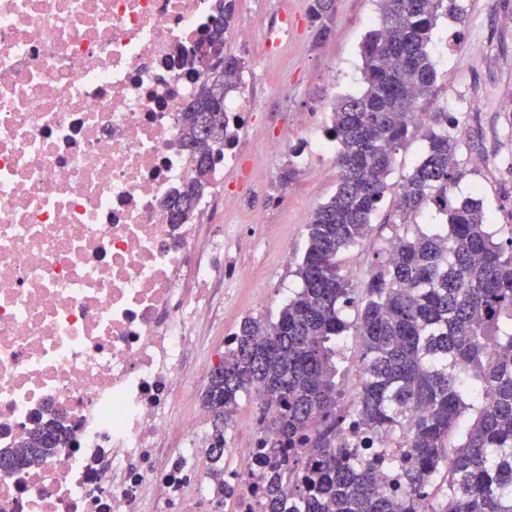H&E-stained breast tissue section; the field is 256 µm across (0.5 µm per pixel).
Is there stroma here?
<instances>
[{
	"label": "stroma",
	"instance_id": "stroma-1",
	"mask_svg": "<svg viewBox=\"0 0 512 512\" xmlns=\"http://www.w3.org/2000/svg\"><path fill=\"white\" fill-rule=\"evenodd\" d=\"M311 0H236L235 17L249 21L257 39L250 50L225 41L224 53L241 58L252 77L258 122L268 135L296 143L301 130L312 139L325 138L331 107L340 95L361 88L360 46L379 18L378 0H330L327 38L316 36L309 18ZM460 19H441L433 31L436 77L419 108L424 112L458 113L464 159L481 157L453 189L464 198L478 193L495 226L512 225V0H458ZM291 31L279 52L266 54L265 37L281 16ZM426 142L409 138L396 153L387 177L390 188L372 218L373 230L359 246L345 252L341 265L353 288L363 290L384 243L398 222L427 228L444 223V216L424 209L400 217L396 190L423 155ZM273 177L262 188L243 187L229 200L240 223L262 211L275 226L276 241L257 243L238 253L250 266V281L238 284L234 303L218 306L215 326L204 348L216 353L224 332L236 331L248 317H276L280 307L300 287L295 269L307 246V226L314 210L335 192L338 170L335 151L292 152L272 159ZM291 172L283 180V172Z\"/></svg>",
	"mask_w": 512,
	"mask_h": 512
}]
</instances>
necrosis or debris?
Returning <instances> with one entry per match:
<instances>
[{"label":"necrosis or debris","mask_w":512,"mask_h":512,"mask_svg":"<svg viewBox=\"0 0 512 512\" xmlns=\"http://www.w3.org/2000/svg\"><path fill=\"white\" fill-rule=\"evenodd\" d=\"M211 0H0V448L20 452L43 413L70 439L0 479V512H268L274 468L296 499L307 449L263 451L270 417L224 420V486L207 476L208 379L197 322L217 280L248 279L224 179L244 172L249 86L224 102L212 189L183 224L167 203L192 178L181 113L204 77L190 63ZM180 437L172 451L169 441Z\"/></svg>","instance_id":"obj_1"}]
</instances>
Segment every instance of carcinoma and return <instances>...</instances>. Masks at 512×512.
<instances>
[{"instance_id": "1", "label": "carcinoma", "mask_w": 512, "mask_h": 512, "mask_svg": "<svg viewBox=\"0 0 512 512\" xmlns=\"http://www.w3.org/2000/svg\"><path fill=\"white\" fill-rule=\"evenodd\" d=\"M327 9L326 0L309 9L323 38ZM379 10L360 47L364 87L332 107L326 133L336 143L339 179L307 224L296 269L301 288L275 319L241 322L233 351L209 375L203 405L222 436L224 417L242 397L253 398L275 412L274 437L264 442L270 454L310 449L308 492L283 506V473L274 471L270 512H512V235L491 230L480 200L452 193L467 174L456 117L427 113V150L399 193L401 214L435 205L446 223L396 235V250L381 252L361 297L342 271L341 255L372 230L394 154L420 129L410 113L436 76L433 30L441 16L461 15L457 0H379ZM234 13L235 0H215L200 46L224 43ZM242 69L227 57L224 93L238 87ZM212 95L206 79L183 112L184 147L196 139V115L212 107ZM193 159L192 180L169 203L190 212L211 170ZM354 303L360 312L351 324L342 309ZM349 336L362 353L353 406L368 431L397 438L391 453L357 455L336 445V345ZM66 439L54 420L27 447L44 458ZM380 464L399 472L404 496L380 485Z\"/></svg>"}]
</instances>
